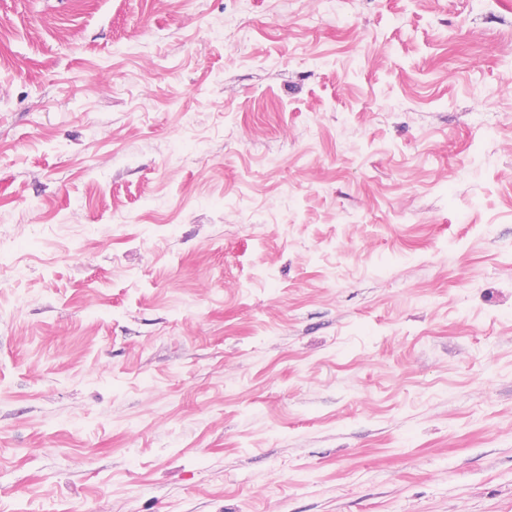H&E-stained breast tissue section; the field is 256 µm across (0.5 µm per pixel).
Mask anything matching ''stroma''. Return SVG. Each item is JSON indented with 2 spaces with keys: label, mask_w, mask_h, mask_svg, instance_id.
Instances as JSON below:
<instances>
[{
  "label": "stroma",
  "mask_w": 512,
  "mask_h": 512,
  "mask_svg": "<svg viewBox=\"0 0 512 512\" xmlns=\"http://www.w3.org/2000/svg\"><path fill=\"white\" fill-rule=\"evenodd\" d=\"M0 512H512V0H0Z\"/></svg>",
  "instance_id": "35a3bbf8"
}]
</instances>
